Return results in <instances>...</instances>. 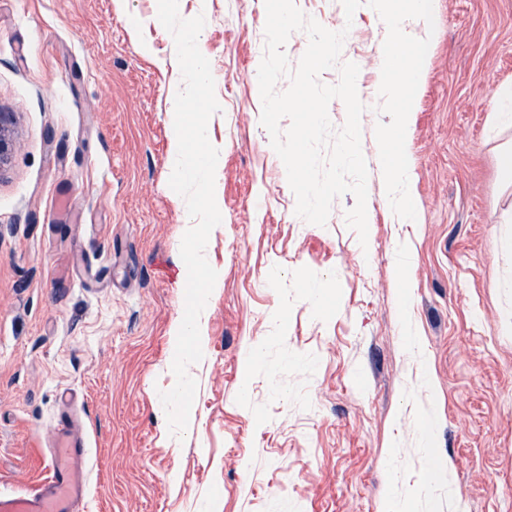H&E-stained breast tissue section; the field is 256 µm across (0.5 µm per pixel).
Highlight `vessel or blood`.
Wrapping results in <instances>:
<instances>
[{
  "label": "vessel or blood",
  "instance_id": "vessel-or-blood-1",
  "mask_svg": "<svg viewBox=\"0 0 512 512\" xmlns=\"http://www.w3.org/2000/svg\"><path fill=\"white\" fill-rule=\"evenodd\" d=\"M72 412L62 414L56 439L47 453L50 479L41 488L0 493V512H84L86 498L84 441L74 433Z\"/></svg>",
  "mask_w": 512,
  "mask_h": 512
}]
</instances>
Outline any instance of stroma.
Here are the masks:
<instances>
[{
	"instance_id": "35a3bbf8",
	"label": "stroma",
	"mask_w": 512,
	"mask_h": 512,
	"mask_svg": "<svg viewBox=\"0 0 512 512\" xmlns=\"http://www.w3.org/2000/svg\"><path fill=\"white\" fill-rule=\"evenodd\" d=\"M358 65L368 238L334 200L295 213L260 123L264 0H179L222 110L219 277L183 435L163 392L183 319L185 200L169 186L182 84L158 0H0V491L36 486L63 393L88 445L85 512H512V0H433L405 150L415 223L387 204L375 128L386 27L294 0ZM322 302L314 304L310 289ZM261 360L245 361L251 348ZM494 120L497 124L512 127V87H501L496 92ZM15 123V113L3 112L0 109V176L9 167L16 147Z\"/></svg>"
}]
</instances>
